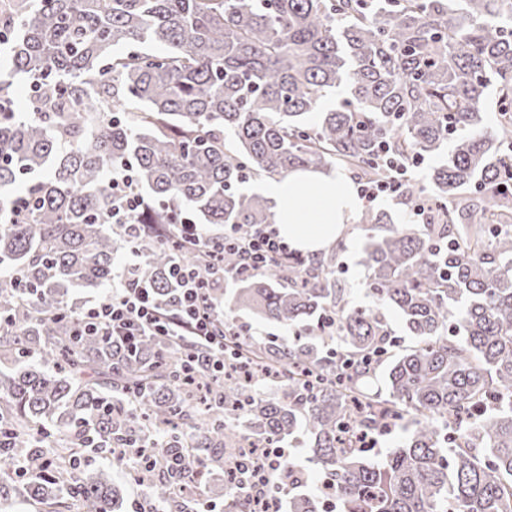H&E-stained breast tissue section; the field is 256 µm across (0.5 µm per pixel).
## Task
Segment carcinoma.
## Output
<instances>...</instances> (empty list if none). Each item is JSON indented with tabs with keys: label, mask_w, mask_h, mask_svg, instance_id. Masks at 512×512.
<instances>
[{
	"label": "carcinoma",
	"mask_w": 512,
	"mask_h": 512,
	"mask_svg": "<svg viewBox=\"0 0 512 512\" xmlns=\"http://www.w3.org/2000/svg\"><path fill=\"white\" fill-rule=\"evenodd\" d=\"M22 112H0V509L17 490L62 512H124L122 489L89 458L138 477L159 512H194L210 474L225 512H512V0H0ZM345 96L320 111L324 93ZM498 112L483 126L487 91ZM428 185L400 201L432 204L424 224L364 209L369 307L336 287L332 244L243 274L228 294L206 257L177 243L189 214L209 242L271 223L240 186L344 165L387 175L441 153ZM132 164L143 200L112 224V167ZM463 188L471 190L457 201ZM124 245L135 277L169 309L176 264L211 282L233 357L183 371L187 342L87 332L72 288L112 279ZM294 331L255 341L235 312ZM410 342L395 336L387 312ZM277 383L280 394L258 385ZM404 436L370 459L358 436ZM302 433L321 477L296 493L293 455L268 483L237 469L245 442L281 448Z\"/></svg>",
	"instance_id": "cac0c4a2"
}]
</instances>
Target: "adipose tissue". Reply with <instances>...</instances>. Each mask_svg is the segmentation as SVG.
I'll return each instance as SVG.
<instances>
[{
  "label": "adipose tissue",
  "mask_w": 512,
  "mask_h": 512,
  "mask_svg": "<svg viewBox=\"0 0 512 512\" xmlns=\"http://www.w3.org/2000/svg\"><path fill=\"white\" fill-rule=\"evenodd\" d=\"M275 208L273 222L292 248L306 254L341 238L361 211L357 189L345 173L298 170L260 187Z\"/></svg>",
  "instance_id": "adipose-tissue-1"
}]
</instances>
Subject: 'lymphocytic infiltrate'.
<instances>
[{
	"instance_id": "f902f5d3",
	"label": "lymphocytic infiltrate",
	"mask_w": 512,
	"mask_h": 512,
	"mask_svg": "<svg viewBox=\"0 0 512 512\" xmlns=\"http://www.w3.org/2000/svg\"><path fill=\"white\" fill-rule=\"evenodd\" d=\"M182 244L203 248L207 256L218 250L235 254L240 272L264 268L270 261L291 256L292 250L270 224H261L253 234L240 240L225 234L223 247L205 243L197 224L182 218L178 226ZM180 295L173 309H161L154 292L147 286H134L121 281L110 297L86 306L80 316L87 327L111 331L116 336H170L209 348V365L216 371L224 369V342L217 339L215 325L219 319L206 294V283L192 268L182 267L175 273Z\"/></svg>"
}]
</instances>
